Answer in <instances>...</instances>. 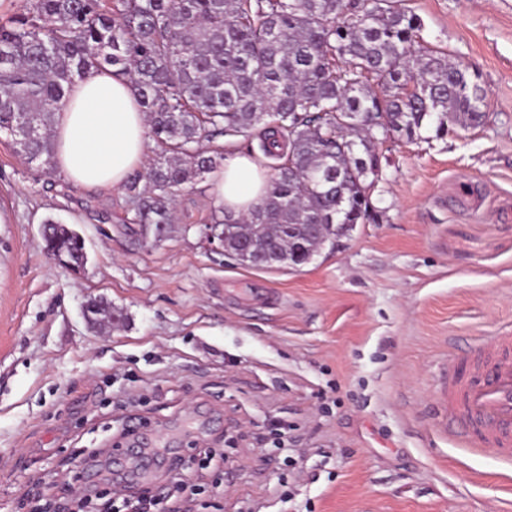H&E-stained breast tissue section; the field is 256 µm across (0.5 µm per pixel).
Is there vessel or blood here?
Listing matches in <instances>:
<instances>
[{
	"mask_svg": "<svg viewBox=\"0 0 512 512\" xmlns=\"http://www.w3.org/2000/svg\"><path fill=\"white\" fill-rule=\"evenodd\" d=\"M439 409L446 426L511 462L512 336L496 337L482 347L467 371H449Z\"/></svg>",
	"mask_w": 512,
	"mask_h": 512,
	"instance_id": "obj_1",
	"label": "vessel or blood"
}]
</instances>
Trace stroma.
I'll return each instance as SVG.
<instances>
[{"instance_id":"obj_1","label":"stroma","mask_w":512,"mask_h":512,"mask_svg":"<svg viewBox=\"0 0 512 512\" xmlns=\"http://www.w3.org/2000/svg\"><path fill=\"white\" fill-rule=\"evenodd\" d=\"M421 43L477 69V128L377 145L379 220L298 267L205 238L209 179L143 240L125 189L27 163L0 135V512L118 485L140 426L166 440L134 486L224 455L196 512H512V465L438 424L448 359L512 333V0H405ZM84 241L73 270L41 237ZM122 312L110 324L92 305ZM48 231L42 235L44 249L57 261L74 269H80L85 263L84 246L80 237L64 224L47 219Z\"/></svg>"}]
</instances>
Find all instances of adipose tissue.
I'll return each mask as SVG.
<instances>
[{
	"mask_svg": "<svg viewBox=\"0 0 512 512\" xmlns=\"http://www.w3.org/2000/svg\"><path fill=\"white\" fill-rule=\"evenodd\" d=\"M147 117L131 82L112 69L77 81L54 125V162L74 184L112 191L145 162ZM217 207L240 218L261 206L269 178L249 151L227 145L224 163L211 175Z\"/></svg>",
	"mask_w": 512,
	"mask_h": 512,
	"instance_id": "1",
	"label": "adipose tissue"
}]
</instances>
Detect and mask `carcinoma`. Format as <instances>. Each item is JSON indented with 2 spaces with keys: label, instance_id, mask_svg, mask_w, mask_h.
<instances>
[{
  "label": "carcinoma",
  "instance_id": "cac0c4a2",
  "mask_svg": "<svg viewBox=\"0 0 512 512\" xmlns=\"http://www.w3.org/2000/svg\"><path fill=\"white\" fill-rule=\"evenodd\" d=\"M420 30L402 0H29L0 17V134L27 163L51 165L70 87L112 68L137 90L160 147L149 188L126 184L136 223L157 233L174 223L177 194L224 161L204 142L257 134L283 163L263 206L214 218L231 225L224 252L244 230L304 265L348 235L343 225L376 222L378 142L442 138L486 118L479 72L414 48ZM46 224L44 249L82 268L80 237Z\"/></svg>",
  "mask_w": 512,
  "mask_h": 512
}]
</instances>
